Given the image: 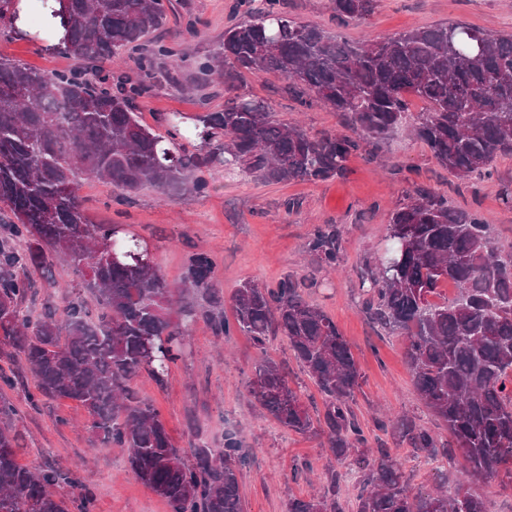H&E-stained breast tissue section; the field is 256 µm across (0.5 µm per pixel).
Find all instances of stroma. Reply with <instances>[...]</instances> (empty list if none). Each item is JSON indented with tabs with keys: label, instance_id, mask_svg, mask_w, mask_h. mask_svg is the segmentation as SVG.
<instances>
[{
	"label": "stroma",
	"instance_id": "obj_1",
	"mask_svg": "<svg viewBox=\"0 0 512 512\" xmlns=\"http://www.w3.org/2000/svg\"><path fill=\"white\" fill-rule=\"evenodd\" d=\"M170 25H195L189 38L190 53L179 63L169 58L161 69H176L178 80L155 85L135 101L143 120L157 125L163 112H181L187 118L224 108L223 83L202 81L197 62L216 52L224 30L243 19L237 0H170ZM330 0H281L289 19L332 32L341 31L353 41L372 40L439 22L460 21L498 33L512 34V0H378L367 21L337 27ZM0 55L45 70H66L71 60L48 51L45 41L23 35L0 38ZM285 79L276 73L245 75L239 93L272 104L284 123L300 122L308 132L342 133L335 112L321 104H301L288 95ZM377 161L351 155L343 177L316 183H274L250 174L205 172L206 195L183 187L161 196L147 187L125 204L117 203L109 184L92 180L82 185L80 196L100 223L125 224L154 249L158 270L172 287H180L194 253H205L213 263L212 277L224 298L246 281L272 285L284 277L309 282L311 303L321 307L336 323L351 346L362 383L352 409L371 448H386L400 458L412 490L443 484L455 490L461 462L439 458L427 462L414 458L391 429H381L377 419L387 410L408 416L417 425L450 442L442 422L417 397L403 359V339L374 324L363 312L361 285L385 244L390 211L414 184L444 192L451 206L478 211L492 226L497 247L512 246V209L498 194L512 185V158L495 161L488 176L458 180L448 175L408 127H400L380 142ZM293 198L297 209L286 212ZM319 224L335 225L339 232V264L329 269L307 251L311 230ZM53 274L57 287H45L37 270L29 275L35 286L25 306L33 313L62 306L64 301L86 299L77 278L58 263ZM187 354L173 366L165 384L150 376L134 378L132 387L159 412L172 442L183 456L206 445L224 446L225 434L242 442L246 460L240 467V491L246 512H287L292 499H306L313 482L335 470L345 512H356V496L367 477L353 460L338 461L325 436H307L281 426L249 391V381L262 358L279 363L292 386L298 387L311 413L323 410V396L302 370L283 336L270 338L258 348L242 333L216 338L205 322H198L185 338ZM0 371L11 375L14 387L0 389V401L12 404L8 420L18 436L17 461L36 471L87 458L78 476L96 499L95 512H171L164 499L144 486L132 473L123 448L96 446L86 427L87 414L69 400L25 402L34 388L32 375L13 350L0 345Z\"/></svg>",
	"mask_w": 512,
	"mask_h": 512
}]
</instances>
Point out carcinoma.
<instances>
[{"label": "carcinoma", "instance_id": "obj_1", "mask_svg": "<svg viewBox=\"0 0 512 512\" xmlns=\"http://www.w3.org/2000/svg\"><path fill=\"white\" fill-rule=\"evenodd\" d=\"M14 2L0 0L5 37L15 32ZM278 2L248 8L247 19L224 29L220 49L198 62L199 71L224 78L226 91L246 73L277 72L289 94L329 107L347 119L350 133L312 135L276 119L269 102L236 94L224 111L198 117L192 130L180 114H163L161 134L134 106L149 85L126 78L112 91L85 78L83 67L119 60L163 28V0H41L44 15L64 30L53 48L75 66L45 71L0 56V204L7 209L0 223V344L33 375L29 404L47 398L82 406L100 444L126 449L131 471L171 512H245L240 439L228 433L219 453L199 447L189 462L130 386L142 373L163 382L183 358V336L200 320L216 337L239 331L261 348L272 336L287 338L324 396L322 417L311 415L270 359L256 367L251 391L281 426L324 434L335 457L369 470L357 512H486L469 483L502 470L512 479V249L494 245L479 213L449 206L431 187H414L391 211L389 246L361 288L363 312L403 337L414 389L463 460L464 480L450 495L441 484L412 493L397 457L381 448L371 454L349 406L360 380L350 346L333 319L308 302L300 281L243 284L230 320L220 311L207 255H193L177 291L147 260L136 234L98 224L83 208L85 180L112 183L122 199L144 187L165 195L188 183L204 193L209 184L198 173L223 167L277 183L326 181L344 173L350 155L404 124L459 179L512 157V34L444 22L356 43L288 19ZM376 3L332 0V10L339 22L362 21ZM172 54L159 43L138 68L154 79L159 57ZM414 98L427 105L416 116ZM308 251L336 269V227L313 228ZM57 260L95 297L96 317L80 300L38 317L23 307L33 288L28 268L55 288ZM444 283L457 295L437 302ZM200 290L206 307L188 301ZM397 425L413 454L437 457V435L404 415ZM17 448L15 432L0 426V512H68L54 488L65 480L80 488L79 466L31 471L17 463ZM288 512H344L336 472H327L318 494L289 501Z\"/></svg>", "mask_w": 512, "mask_h": 512}]
</instances>
